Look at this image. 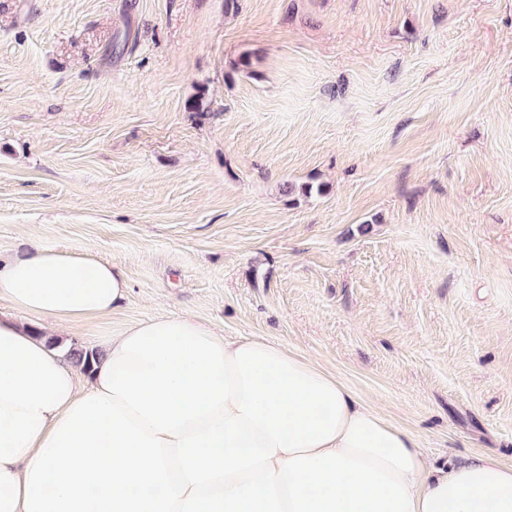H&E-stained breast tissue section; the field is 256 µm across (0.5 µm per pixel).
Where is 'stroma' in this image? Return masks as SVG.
Listing matches in <instances>:
<instances>
[{
  "label": "stroma",
  "mask_w": 512,
  "mask_h": 512,
  "mask_svg": "<svg viewBox=\"0 0 512 512\" xmlns=\"http://www.w3.org/2000/svg\"><path fill=\"white\" fill-rule=\"evenodd\" d=\"M304 355L512 465V0H0V253Z\"/></svg>",
  "instance_id": "obj_1"
}]
</instances>
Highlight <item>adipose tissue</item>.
Here are the masks:
<instances>
[{"mask_svg": "<svg viewBox=\"0 0 512 512\" xmlns=\"http://www.w3.org/2000/svg\"><path fill=\"white\" fill-rule=\"evenodd\" d=\"M128 292L87 254L0 253V512H512V466L433 467L272 341L158 315L104 340L82 379L47 337Z\"/></svg>", "mask_w": 512, "mask_h": 512, "instance_id": "1", "label": "adipose tissue"}]
</instances>
